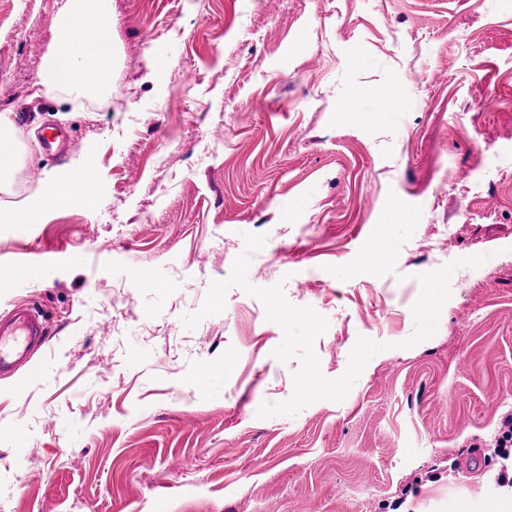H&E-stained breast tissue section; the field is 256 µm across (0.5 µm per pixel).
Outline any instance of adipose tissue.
Here are the masks:
<instances>
[{"mask_svg":"<svg viewBox=\"0 0 512 512\" xmlns=\"http://www.w3.org/2000/svg\"><path fill=\"white\" fill-rule=\"evenodd\" d=\"M114 62L112 0H62L53 39L40 64V86L82 96L108 94ZM14 117L12 110L0 111V183L13 180L22 168L21 130ZM94 187L95 177L87 166L51 175L40 197L0 211V223H41L43 198L68 204L90 195Z\"/></svg>","mask_w":512,"mask_h":512,"instance_id":"1","label":"adipose tissue"}]
</instances>
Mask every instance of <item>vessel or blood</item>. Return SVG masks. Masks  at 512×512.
<instances>
[{
    "label": "vessel or blood",
    "instance_id": "obj_1",
    "mask_svg": "<svg viewBox=\"0 0 512 512\" xmlns=\"http://www.w3.org/2000/svg\"><path fill=\"white\" fill-rule=\"evenodd\" d=\"M47 340L39 308L31 303L12 305L0 315V376L13 374Z\"/></svg>",
    "mask_w": 512,
    "mask_h": 512
}]
</instances>
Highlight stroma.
<instances>
[{
    "instance_id": "stroma-1",
    "label": "stroma",
    "mask_w": 512,
    "mask_h": 512,
    "mask_svg": "<svg viewBox=\"0 0 512 512\" xmlns=\"http://www.w3.org/2000/svg\"><path fill=\"white\" fill-rule=\"evenodd\" d=\"M59 2L0 0V110L24 131L0 207L96 173L43 223L0 224V312L37 302L50 333L0 377V512L511 507L470 452L512 410V0H112L99 100L34 88ZM247 233L249 282L327 318L326 378L385 344L343 401L258 417L298 362L240 288L185 328ZM480 254L405 347L418 274Z\"/></svg>"
}]
</instances>
